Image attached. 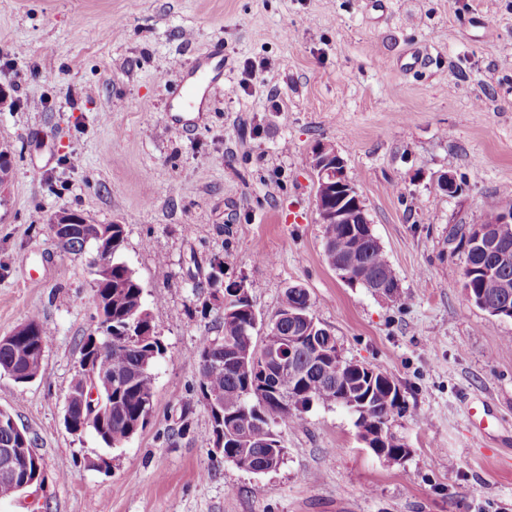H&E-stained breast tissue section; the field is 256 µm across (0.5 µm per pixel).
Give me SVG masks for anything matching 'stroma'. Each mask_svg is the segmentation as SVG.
<instances>
[{
    "label": "stroma",
    "mask_w": 512,
    "mask_h": 512,
    "mask_svg": "<svg viewBox=\"0 0 512 512\" xmlns=\"http://www.w3.org/2000/svg\"><path fill=\"white\" fill-rule=\"evenodd\" d=\"M1 45L17 54L0 59V336L34 314L51 335L36 380L0 373V409L45 477L0 512H512V319L469 299L460 242L512 199V0H0ZM219 48L199 112L181 111L177 86ZM321 143L345 159L400 299L325 262ZM62 208L124 225L165 348L151 420L118 448L63 424L96 322L88 253L45 222ZM218 265L265 322L306 289L342 356L395 380L405 459L375 456L321 403L280 427L273 471L211 455L191 352L215 333Z\"/></svg>",
    "instance_id": "stroma-1"
}]
</instances>
